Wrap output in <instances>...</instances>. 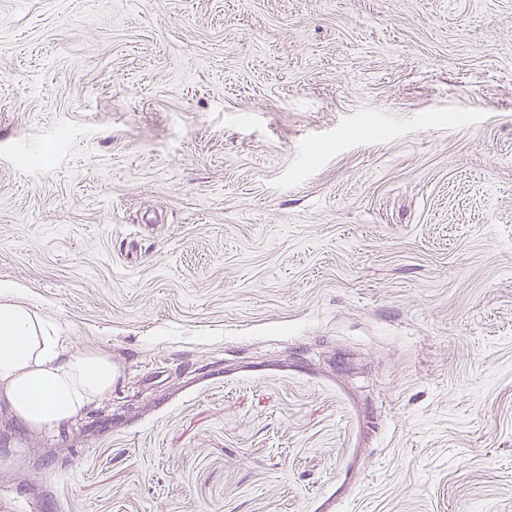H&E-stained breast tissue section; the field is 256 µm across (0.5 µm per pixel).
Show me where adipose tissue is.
I'll list each match as a JSON object with an SVG mask.
<instances>
[{"instance_id": "1", "label": "adipose tissue", "mask_w": 512, "mask_h": 512, "mask_svg": "<svg viewBox=\"0 0 512 512\" xmlns=\"http://www.w3.org/2000/svg\"><path fill=\"white\" fill-rule=\"evenodd\" d=\"M117 366L97 350L77 354L57 327L0 283V396L30 427H56L111 393Z\"/></svg>"}]
</instances>
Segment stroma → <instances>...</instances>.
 I'll list each match as a JSON object with an SVG mask.
<instances>
[{"instance_id": "obj_1", "label": "stroma", "mask_w": 512, "mask_h": 512, "mask_svg": "<svg viewBox=\"0 0 512 512\" xmlns=\"http://www.w3.org/2000/svg\"><path fill=\"white\" fill-rule=\"evenodd\" d=\"M1 280L0 512H512V0H0ZM98 350L70 353L57 327L0 283V396L30 427H57L118 387L122 372ZM116 381V383H115Z\"/></svg>"}]
</instances>
